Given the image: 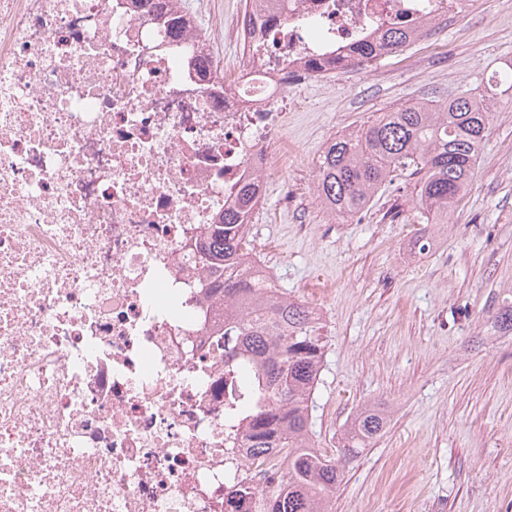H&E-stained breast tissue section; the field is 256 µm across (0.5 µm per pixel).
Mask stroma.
I'll return each instance as SVG.
<instances>
[{"label":"stroma","mask_w":512,"mask_h":512,"mask_svg":"<svg viewBox=\"0 0 512 512\" xmlns=\"http://www.w3.org/2000/svg\"><path fill=\"white\" fill-rule=\"evenodd\" d=\"M512 68V0H470L433 38L291 89L287 170L270 177L250 239L278 287L321 316L329 350L311 415L333 454L377 407L388 424L346 470L333 512H512V98L497 100L462 200L428 222L411 170L358 214L317 194L328 141L378 113L483 92Z\"/></svg>","instance_id":"stroma-1"}]
</instances>
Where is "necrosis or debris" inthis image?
<instances>
[{
	"label": "necrosis or debris",
	"mask_w": 512,
	"mask_h": 512,
	"mask_svg": "<svg viewBox=\"0 0 512 512\" xmlns=\"http://www.w3.org/2000/svg\"><path fill=\"white\" fill-rule=\"evenodd\" d=\"M0 0V512H224L272 492L196 245L288 165V90L468 0H248L226 76L185 0ZM183 18L180 37L167 32Z\"/></svg>",
	"instance_id": "obj_1"
}]
</instances>
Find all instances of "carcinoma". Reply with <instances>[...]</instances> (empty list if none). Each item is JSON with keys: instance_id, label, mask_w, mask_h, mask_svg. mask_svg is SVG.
<instances>
[{"instance_id": "carcinoma-1", "label": "carcinoma", "mask_w": 512, "mask_h": 512, "mask_svg": "<svg viewBox=\"0 0 512 512\" xmlns=\"http://www.w3.org/2000/svg\"><path fill=\"white\" fill-rule=\"evenodd\" d=\"M408 44L402 30L389 28L378 54L364 48L360 55L371 61ZM502 86L512 91V76L498 79L484 94L461 90L440 104L418 101L382 113L355 133L336 136L318 164L322 202L337 215L351 216L365 208L393 172L412 165L419 175V206L436 217L447 216L473 177L490 121L489 101ZM253 199L248 185L238 203L224 211V222L212 225L202 247L222 272L224 312L234 316L229 335L246 353L257 389L269 395L268 404L246 424L249 447L259 454L268 448L286 450L280 466L270 469L276 489L264 498L261 512H332L331 499L346 468L381 436L387 417L366 408L347 425L335 456L316 448L311 405L328 340L312 308L285 289L239 272ZM255 495L249 485H233L225 506L239 512Z\"/></svg>"}]
</instances>
